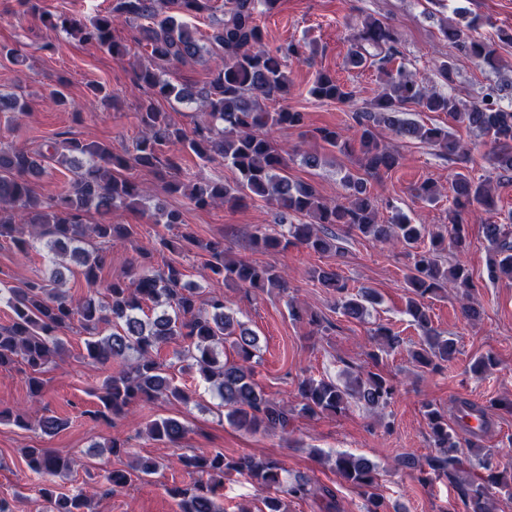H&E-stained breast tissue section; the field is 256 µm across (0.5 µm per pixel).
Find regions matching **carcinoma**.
<instances>
[{
    "instance_id": "1",
    "label": "carcinoma",
    "mask_w": 512,
    "mask_h": 512,
    "mask_svg": "<svg viewBox=\"0 0 512 512\" xmlns=\"http://www.w3.org/2000/svg\"><path fill=\"white\" fill-rule=\"evenodd\" d=\"M213 0H112V10L98 14L86 22L47 13L43 20L60 27L82 42L94 44L109 54L120 57L123 45L112 31L119 21L146 20L141 26L146 62L136 71V83L152 90V95L139 104L138 120L143 136L131 154H118L99 142L76 137L63 139L53 146L51 160L69 165L74 173L70 188L56 196H38L31 179L43 171L41 161L24 150L0 149V241L12 242L18 253L27 254L32 243L22 237L23 227L30 236L45 240L51 253L48 260L67 258L82 269L88 287L95 289L99 272L106 259L104 252L85 248L89 241L112 245L136 234L133 224L112 223V212L119 208L138 211L146 207L145 189L131 175L133 170H155L162 166L172 179L166 191L181 194L198 208L229 204L244 207L255 198L276 204L279 226L259 228L252 235V248L263 253H280L288 246L300 244L315 253L340 249V237L334 227L346 232L371 236L403 249L409 259L405 276V314L421 332L420 341L407 349L419 367L437 371L455 358L456 340L432 326L427 301L453 287L468 303L462 315L469 320L480 317L471 304L477 286L472 273L460 262L446 266L445 248L461 251L466 246V215L476 211H492L495 201L490 180L474 179L458 173L452 183L453 197L448 208V234L438 233L430 244L421 246L425 228L406 217L395 215L384 220L379 201L370 190V181L402 164V155L383 144L378 130L389 129L400 138L417 140L434 148L444 157L458 156L464 148L452 132L463 125L489 140L493 168L512 170V105H501L502 86L490 84L479 96L463 104L454 96L429 90L408 70L405 64L393 66L401 55L392 26L368 16L352 36L348 61L356 68H374L380 74L375 96L363 105L357 104L355 90L335 74L316 73L308 94L318 102H330L351 108L353 134L338 128H319L313 138L338 153L355 156L354 170L343 177V200L325 199L310 183L288 176V150L279 147L271 132L280 128L301 127L304 113L284 105L291 91L287 61L299 59L303 46L288 42L275 50L265 48L264 33L257 23L260 13L277 9L279 0H224V18L202 44L183 18L197 16L212 9ZM465 23L443 30L459 52L491 68H497L492 45L472 35L483 25L481 15L466 9L457 11ZM214 56L218 63L208 86L194 91L178 86L168 78L169 68ZM174 98L182 103H201L211 121L186 130L173 125L161 111L155 97ZM411 111L443 112L448 126H426L406 118ZM0 112H26V105L14 94H0ZM191 152L202 161L215 158L236 173L233 181H195L181 179V160ZM415 197L434 202L441 190L431 181L414 188ZM96 212L101 221L85 223V216ZM154 222L171 228L183 223L175 210L155 207ZM298 218V223L288 222ZM489 258L487 279L512 277V230L504 224L484 225ZM192 245L207 257L211 272L224 278V283L252 290L286 291L283 270L275 264H258L249 259L233 258L224 248V240L198 239L186 232L175 238H163L162 248L179 252ZM139 274L130 281L116 280L106 286L107 301L94 295L74 300L51 282L36 278L11 288H0V302L8 305L13 316L7 326H0V370L10 371L22 364L28 371L32 397L41 395L39 375L56 354L57 334L79 322L90 336L85 343L86 357L97 363L116 361L121 369L108 377L99 395L102 409L94 412L97 420L110 421L124 414L139 401L166 397L179 402L191 398L189 390L175 383L165 373V365L157 359L161 347L180 343L174 351L178 363H187L210 383L220 396L224 416L234 427L249 433L277 434L288 432L291 414L288 408L266 395L254 380L251 365L259 350L258 336L246 328L224 304V296L201 299L197 289L183 283V272L175 263L155 270L146 262L149 253L141 254ZM312 278L333 295L336 310L358 319L367 305L378 300L369 290L349 292L346 282L332 269L316 268ZM150 301L159 308L152 318L139 315L142 304ZM237 359L219 360L217 349L228 338ZM372 349L367 356L374 365L401 348L404 340L391 328L379 325L372 335ZM300 411L315 414H341L355 399L364 407L382 411L390 406L398 393L393 381L381 372L348 374L340 384L329 378L304 377L296 383ZM496 405L475 404L462 400L457 411L461 419L470 417L488 421V410ZM430 452L423 459L408 458L402 465L421 483L446 480L457 492L467 512H490L492 490L512 497V476L499 470L493 454L480 452L477 441L460 437L448 426V418L435 404L425 405ZM157 441L177 443L184 426L172 418L155 420L146 429ZM477 461L487 477L460 476L464 463ZM28 466L42 479L39 493L53 503L51 512H89L83 491L70 494L56 491L53 478L71 473L76 461L43 448L27 451ZM178 461L193 481L171 489L178 512H224L219 503L223 497L224 478L233 474L249 479L263 494L261 512H286L283 498H302L311 493L306 481L290 482L284 469L273 459L252 454L228 457L222 452L180 455ZM334 467L345 482L359 488L370 507L366 512H381L382 502L375 493L378 466L365 456L340 453ZM155 464H143L129 471L112 470L99 480L109 495L135 479L157 472Z\"/></svg>"
}]
</instances>
